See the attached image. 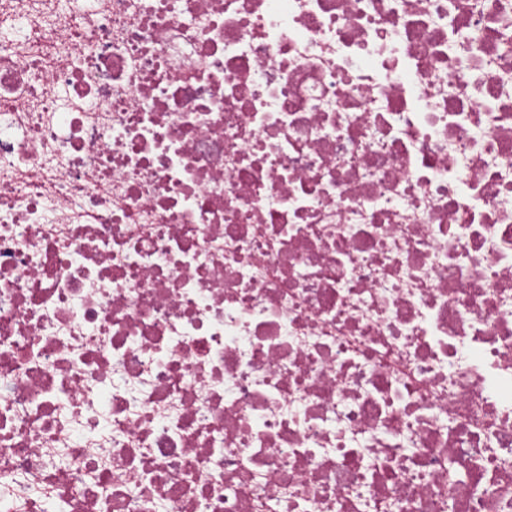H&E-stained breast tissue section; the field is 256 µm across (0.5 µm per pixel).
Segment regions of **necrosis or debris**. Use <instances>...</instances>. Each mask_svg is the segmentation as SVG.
I'll use <instances>...</instances> for the list:
<instances>
[{"instance_id": "obj_1", "label": "necrosis or debris", "mask_w": 512, "mask_h": 512, "mask_svg": "<svg viewBox=\"0 0 512 512\" xmlns=\"http://www.w3.org/2000/svg\"><path fill=\"white\" fill-rule=\"evenodd\" d=\"M0 512H512V0H0Z\"/></svg>"}]
</instances>
